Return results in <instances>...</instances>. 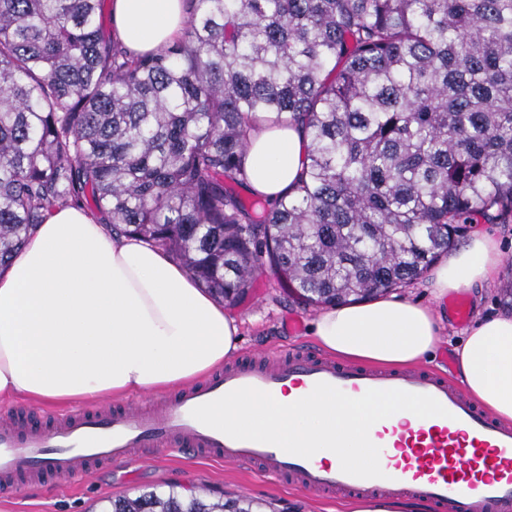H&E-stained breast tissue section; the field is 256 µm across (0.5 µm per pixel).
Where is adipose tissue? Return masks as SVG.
<instances>
[{"label":"adipose tissue","mask_w":512,"mask_h":512,"mask_svg":"<svg viewBox=\"0 0 512 512\" xmlns=\"http://www.w3.org/2000/svg\"><path fill=\"white\" fill-rule=\"evenodd\" d=\"M184 0H112V26L125 47L148 53L179 36ZM307 142L301 128L266 124L251 132L253 194L273 200L297 179ZM496 240L478 232L432 273L436 297L491 287ZM439 326L431 307L394 294L331 305L312 323L326 353L403 368L433 358ZM239 325L163 249L113 231L86 212L55 210L0 272V401L65 406L87 398L160 393L195 383L237 348ZM466 391L500 420L512 421V315L486 316L455 348ZM351 429L385 415L393 426H422L424 410L406 400L343 405ZM330 404L319 397H243L224 416L253 432L277 426L284 439L327 431Z\"/></svg>","instance_id":"1"}]
</instances>
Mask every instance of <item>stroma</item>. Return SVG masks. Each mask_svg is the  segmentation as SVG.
I'll use <instances>...</instances> for the list:
<instances>
[{
  "instance_id": "obj_1",
  "label": "stroma",
  "mask_w": 512,
  "mask_h": 512,
  "mask_svg": "<svg viewBox=\"0 0 512 512\" xmlns=\"http://www.w3.org/2000/svg\"><path fill=\"white\" fill-rule=\"evenodd\" d=\"M481 231L498 242L502 257L495 283L489 288L466 290L471 316L512 312L504 302V288L512 279V223H480ZM398 295L431 306L440 319L438 343L454 350L465 330L447 299L429 292L426 278L398 288ZM227 313L241 322L237 358L250 357L259 350L276 355L305 349L318 352L310 324L318 309L288 293L269 266L260 267L253 285L238 303L227 306ZM297 318L303 323L299 334H290L286 324ZM177 487L212 497L244 496L259 505V512H338L341 499L310 494L283 482L271 480L246 467H232L196 454L161 453L149 464L117 462L97 471L92 480L71 478L57 485L29 483L17 497L1 500L0 512H106L110 499Z\"/></svg>"
}]
</instances>
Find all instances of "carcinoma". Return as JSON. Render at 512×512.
Wrapping results in <instances>:
<instances>
[{
    "label": "carcinoma",
    "mask_w": 512,
    "mask_h": 512,
    "mask_svg": "<svg viewBox=\"0 0 512 512\" xmlns=\"http://www.w3.org/2000/svg\"><path fill=\"white\" fill-rule=\"evenodd\" d=\"M107 0H0V267L56 207L107 217L235 302L268 260L306 302L422 276L464 225L512 223V0H187L132 55ZM308 138L244 198L259 118ZM149 491L112 512H253Z\"/></svg>",
    "instance_id": "carcinoma-1"
}]
</instances>
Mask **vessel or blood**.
<instances>
[{"label": "vessel or blood", "mask_w": 512, "mask_h": 512, "mask_svg": "<svg viewBox=\"0 0 512 512\" xmlns=\"http://www.w3.org/2000/svg\"><path fill=\"white\" fill-rule=\"evenodd\" d=\"M291 393L336 401L406 399L428 412L422 427L397 431L387 421L354 439L375 464L331 462L335 432L317 446L287 445L277 435L225 422L227 402ZM182 449L258 472L306 492L422 502L435 512H512V424L483 411L464 390L428 368L386 369L341 363L309 352L258 353L226 366L171 400L96 405L50 428L0 416V496L35 480L93 475L100 466Z\"/></svg>", "instance_id": "b4317fda"}]
</instances>
